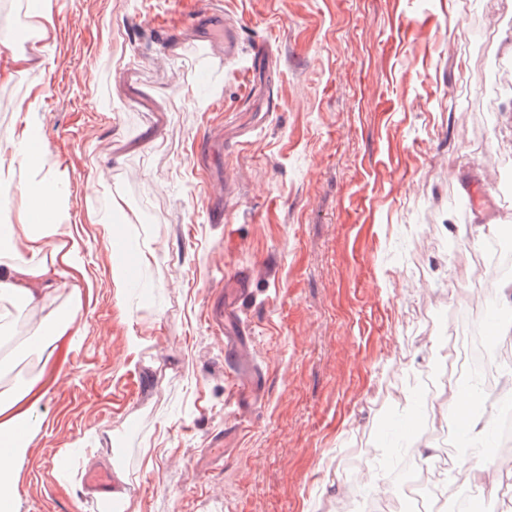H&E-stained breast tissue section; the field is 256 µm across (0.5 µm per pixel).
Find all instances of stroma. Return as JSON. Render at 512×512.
Wrapping results in <instances>:
<instances>
[{
  "label": "stroma",
  "instance_id": "stroma-1",
  "mask_svg": "<svg viewBox=\"0 0 512 512\" xmlns=\"http://www.w3.org/2000/svg\"><path fill=\"white\" fill-rule=\"evenodd\" d=\"M221 3L237 64L163 22L164 0H57L39 92L0 79V166L37 100L92 285L79 344L14 355L48 392L13 512H101L86 477L116 456L124 512H361L356 480L402 512L380 455L473 439L474 409L433 416L462 384L430 404L409 379L447 364L460 310L491 317L474 257L512 225V197L486 187L512 166V0ZM113 206L120 239L152 254L122 294L86 221ZM220 297L263 385L243 421L208 322Z\"/></svg>",
  "mask_w": 512,
  "mask_h": 512
}]
</instances>
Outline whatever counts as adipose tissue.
<instances>
[{"mask_svg":"<svg viewBox=\"0 0 512 512\" xmlns=\"http://www.w3.org/2000/svg\"><path fill=\"white\" fill-rule=\"evenodd\" d=\"M54 6V0H31L29 25L38 32L40 44L30 53L11 55L1 74L8 77L17 70L44 71L46 46L54 37ZM36 131L35 123H27L11 141L13 160L24 172V180L17 186L9 181L0 183V303L19 300L32 310L37 334L30 343L49 358L58 337L81 333V245L58 207L64 183L55 172L46 170ZM65 287L70 288L73 298L68 313L44 319L41 311L46 297ZM43 386V377L38 374L18 381L7 396L0 397V512H8L9 478L34 431L32 418L44 397Z\"/></svg>","mask_w":512,"mask_h":512,"instance_id":"obj_1","label":"adipose tissue"}]
</instances>
